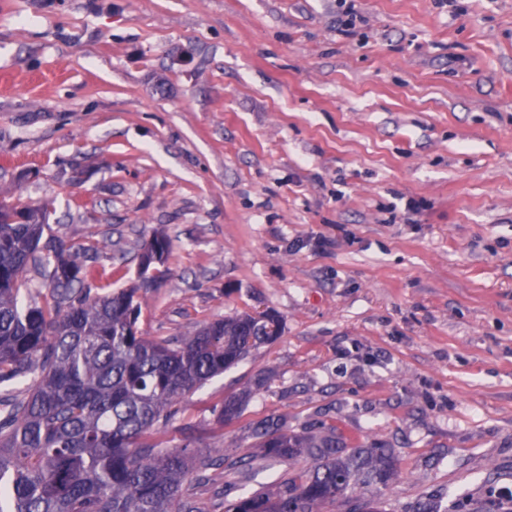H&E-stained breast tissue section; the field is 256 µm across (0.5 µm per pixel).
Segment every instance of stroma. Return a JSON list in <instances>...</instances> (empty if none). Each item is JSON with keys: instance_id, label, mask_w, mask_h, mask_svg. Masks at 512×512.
I'll use <instances>...</instances> for the list:
<instances>
[{"instance_id": "stroma-1", "label": "stroma", "mask_w": 512, "mask_h": 512, "mask_svg": "<svg viewBox=\"0 0 512 512\" xmlns=\"http://www.w3.org/2000/svg\"><path fill=\"white\" fill-rule=\"evenodd\" d=\"M339 2L0 0V199L121 287L165 235L142 335L281 317L164 429L200 512L310 467L231 468L270 415L392 449L382 512H512V0ZM250 397V392H243L239 395L229 397L224 400V403L217 410V420L224 426V423H229L237 420L242 413L243 407Z\"/></svg>"}]
</instances>
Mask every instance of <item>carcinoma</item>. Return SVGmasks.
Instances as JSON below:
<instances>
[{
    "mask_svg": "<svg viewBox=\"0 0 512 512\" xmlns=\"http://www.w3.org/2000/svg\"><path fill=\"white\" fill-rule=\"evenodd\" d=\"M169 251L154 235L136 282L114 288L91 264L95 245L66 248L51 233L47 207L0 202V512H197L182 486L223 464L221 449L170 448L160 428L186 394L275 340L268 325L282 322L243 313L177 340L142 335L141 292L157 287ZM31 265L52 267L50 282L26 279ZM249 397L225 399L218 422L238 419ZM254 434L260 453L235 461L241 471L303 456L313 466L273 494L225 487L224 512H322L337 502L379 512L360 494L396 476L391 449L349 448L332 430L271 417Z\"/></svg>",
    "mask_w": 512,
    "mask_h": 512,
    "instance_id": "cac0c4a2",
    "label": "carcinoma"
}]
</instances>
